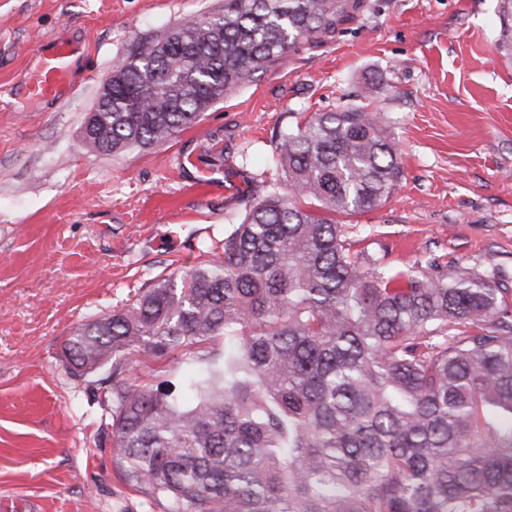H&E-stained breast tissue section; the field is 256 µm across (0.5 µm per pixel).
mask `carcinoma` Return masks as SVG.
I'll list each match as a JSON object with an SVG mask.
<instances>
[{
    "instance_id": "1",
    "label": "carcinoma",
    "mask_w": 512,
    "mask_h": 512,
    "mask_svg": "<svg viewBox=\"0 0 512 512\" xmlns=\"http://www.w3.org/2000/svg\"><path fill=\"white\" fill-rule=\"evenodd\" d=\"M362 0H224L144 38L113 70L82 141H169L231 90L318 42ZM297 119L277 185L199 243L179 277L67 337L70 376L112 367L97 419L123 480L163 512H512V289L428 258L392 268L330 214L379 206L398 144L366 103ZM171 360L174 380L131 377ZM170 367L169 365L165 367L164 361H156L148 358L141 359L138 364H135V370L133 371L132 377H137L138 382H159L164 379H172L171 377H166L165 374L160 373V369H166ZM162 375L159 378H156V375Z\"/></svg>"
}]
</instances>
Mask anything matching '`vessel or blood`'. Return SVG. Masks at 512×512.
<instances>
[{
    "instance_id": "vessel-or-blood-1",
    "label": "vessel or blood",
    "mask_w": 512,
    "mask_h": 512,
    "mask_svg": "<svg viewBox=\"0 0 512 512\" xmlns=\"http://www.w3.org/2000/svg\"><path fill=\"white\" fill-rule=\"evenodd\" d=\"M77 49L64 41L45 40L36 49L38 63L26 75V91L33 101L58 100L72 88L71 59Z\"/></svg>"
}]
</instances>
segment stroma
<instances>
[{
  "instance_id": "stroma-1",
  "label": "stroma",
  "mask_w": 512,
  "mask_h": 512,
  "mask_svg": "<svg viewBox=\"0 0 512 512\" xmlns=\"http://www.w3.org/2000/svg\"><path fill=\"white\" fill-rule=\"evenodd\" d=\"M502 0H365L323 41L209 108L163 145L87 152L83 122L141 38L224 10V0H0V504L17 512H162L122 482L112 432L83 418L109 369L78 380L62 344L157 276L191 268L266 186L277 137L300 112H332L372 88L403 178L376 209L341 216L349 239L403 267L494 272L512 288V40ZM80 47L75 90L24 92L36 42ZM214 190L197 195L199 179ZM174 215L136 223L153 195Z\"/></svg>"
}]
</instances>
